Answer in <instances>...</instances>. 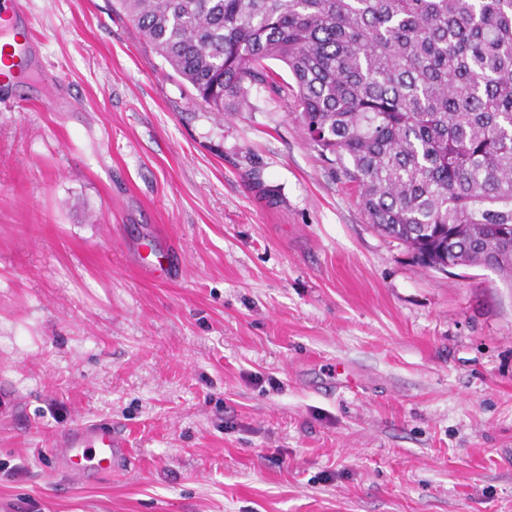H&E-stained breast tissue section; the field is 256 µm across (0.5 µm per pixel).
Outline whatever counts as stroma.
<instances>
[{
    "label": "stroma",
    "mask_w": 512,
    "mask_h": 512,
    "mask_svg": "<svg viewBox=\"0 0 512 512\" xmlns=\"http://www.w3.org/2000/svg\"><path fill=\"white\" fill-rule=\"evenodd\" d=\"M19 2L0 512H512V289L377 231L293 101L217 115L116 0ZM77 420L122 470L55 472ZM25 30L27 31L28 33V45L27 47L25 48V51L23 54L21 55H17L16 53L15 54H11V58L12 60L10 61L9 59H6L5 57L2 58V62L4 64V66H6L7 68H2L4 70V73L1 74L2 76V82L3 83H7L8 80H11V79H14L13 77H16L20 71V68L22 66V63H23V60L24 58L26 57L27 53H28V47H30L31 49H33L34 45H35V35L33 33V30H32V25H31V21L29 19V17H27V20H26V23L23 25ZM18 58L17 62H15V60ZM12 65V66H11ZM11 66L9 69L8 67ZM8 70V71H7Z\"/></svg>",
    "instance_id": "stroma-1"
}]
</instances>
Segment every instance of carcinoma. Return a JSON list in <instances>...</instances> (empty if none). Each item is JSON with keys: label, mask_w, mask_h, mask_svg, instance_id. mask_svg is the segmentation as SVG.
Wrapping results in <instances>:
<instances>
[{"label": "carcinoma", "mask_w": 512, "mask_h": 512, "mask_svg": "<svg viewBox=\"0 0 512 512\" xmlns=\"http://www.w3.org/2000/svg\"><path fill=\"white\" fill-rule=\"evenodd\" d=\"M118 4L210 111H241L254 84L290 94L369 223L420 263L512 287V0Z\"/></svg>", "instance_id": "1"}]
</instances>
